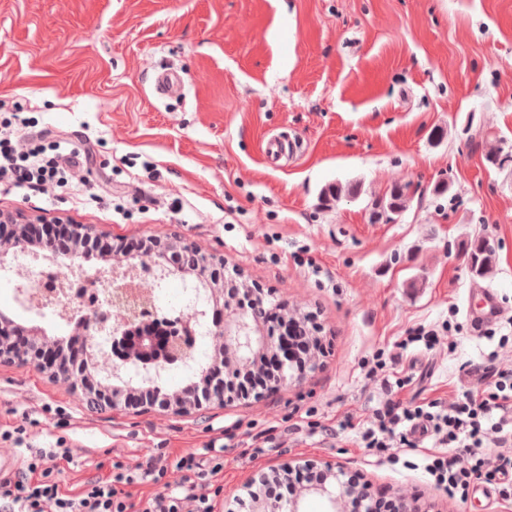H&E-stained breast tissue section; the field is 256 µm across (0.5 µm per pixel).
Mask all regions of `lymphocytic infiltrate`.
Wrapping results in <instances>:
<instances>
[{"mask_svg":"<svg viewBox=\"0 0 512 512\" xmlns=\"http://www.w3.org/2000/svg\"><path fill=\"white\" fill-rule=\"evenodd\" d=\"M22 106L0 115V193H70L84 201L97 200V187L79 180L74 171L94 161L91 137L73 139L32 131ZM483 392L464 391L451 406L440 400H386L369 421L357 429V438L373 456H389L394 447H415L416 430L431 433L436 451L427 453L426 469L449 497H467L477 485L497 489L498 497L512 501V369H497ZM495 438L501 451L486 461L482 450ZM64 440L50 448H32L20 468L0 477V512H214L224 491L217 477L224 470V446L211 439L205 452H189L166 465L155 459L135 469L121 462L102 460L100 473L65 490L54 475L57 461L69 460ZM185 472L179 487H171L169 469ZM151 481L158 490L137 507L126 488Z\"/></svg>","mask_w":512,"mask_h":512,"instance_id":"f902f5d3","label":"lymphocytic infiltrate"}]
</instances>
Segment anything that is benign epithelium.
Listing matches in <instances>:
<instances>
[{"mask_svg": "<svg viewBox=\"0 0 512 512\" xmlns=\"http://www.w3.org/2000/svg\"><path fill=\"white\" fill-rule=\"evenodd\" d=\"M31 231L33 224L29 221L5 224L0 216L1 264L8 256L31 249ZM154 242L149 239L146 249L112 264L114 272L107 288L112 294L109 309L71 306L74 353L59 349L37 356L29 344L16 339V325L0 316V363H32L54 377L63 376L82 391L88 403L100 408H115L122 395L144 387L162 402V408L176 415L189 414L204 401L224 405L236 396V391L224 383L219 373L231 376L243 370H257L262 357L275 349L281 358L274 387L285 384V371L293 368L296 361L288 354V337L263 324L264 295L256 288L224 287L222 258L203 255L182 240L168 241L162 247ZM172 248L191 255V268L180 270L170 265L167 251ZM124 264L148 270L155 279L180 273L191 276V283L200 288L205 298L202 308L180 317L177 326L161 320L158 311L152 310L150 287L133 290L119 281L115 268ZM17 298L40 314L59 303L31 281L17 285ZM199 316L211 322L209 337L213 348L210 361L195 372L204 387L202 402L184 391L168 390L161 379V373L170 366L191 357L194 337L182 334L181 328ZM310 467V463H282L270 470L269 477L288 479ZM341 475L342 470L326 464L320 481L298 486L294 496L285 502L261 495L251 481L245 486L250 512H304L303 503L312 496L326 498L328 512H357L367 488L357 489L341 480Z\"/></svg>", "mask_w": 512, "mask_h": 512, "instance_id": "7a95c632", "label": "benign epithelium"}]
</instances>
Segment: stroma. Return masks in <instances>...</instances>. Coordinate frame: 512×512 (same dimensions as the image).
Segmentation results:
<instances>
[{"label":"stroma","mask_w":512,"mask_h":512,"mask_svg":"<svg viewBox=\"0 0 512 512\" xmlns=\"http://www.w3.org/2000/svg\"><path fill=\"white\" fill-rule=\"evenodd\" d=\"M164 67L181 94L156 97ZM18 102L54 133L97 138L85 176L103 201L12 193L0 212L90 224L115 244L187 240L271 310L311 315L323 354L302 380L187 415L91 408L37 366L2 363L0 432L23 422L34 443L64 438L69 486L106 458L132 469L230 434L215 512H239L246 482L286 461L341 465L372 497L413 494L426 512H502L437 488L431 437L378 460L342 423L365 422L400 378L403 400L449 404L487 387L488 355L512 368V164L490 162L512 154V0H0V108ZM270 138L303 148L273 160ZM396 184L410 187L405 210L373 220ZM479 237L494 249L483 278L464 252ZM15 284L0 267V313L59 335L52 311L19 308ZM480 287L503 314L476 335ZM421 327L433 347L408 343ZM311 418L331 435L310 434ZM268 428L274 444L250 455Z\"/></svg>","instance_id":"obj_1"}]
</instances>
